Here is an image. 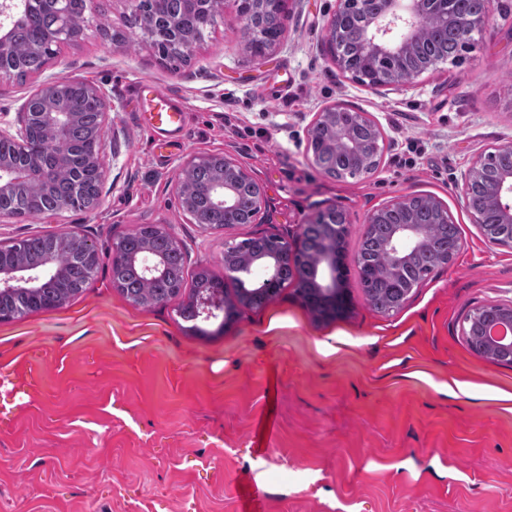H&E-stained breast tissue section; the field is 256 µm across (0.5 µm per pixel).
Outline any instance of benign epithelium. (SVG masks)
I'll use <instances>...</instances> for the list:
<instances>
[{"instance_id":"1","label":"benign epithelium","mask_w":512,"mask_h":512,"mask_svg":"<svg viewBox=\"0 0 512 512\" xmlns=\"http://www.w3.org/2000/svg\"><path fill=\"white\" fill-rule=\"evenodd\" d=\"M237 8L250 5L267 20L282 23L287 0H233ZM376 12L368 10V0H336V9L327 23L323 40L336 66L351 80L378 92L390 86L408 85L429 70H435L440 58H433L425 65L410 69L407 63L413 57L420 42V22L425 17L448 21L452 13L453 0H380ZM68 0H0V80L15 76L12 65L13 34L34 13L48 14L54 24L46 34L45 42L35 47L39 53L46 52L53 44L75 42L85 33L84 23H74L67 10ZM170 39L185 50L193 46L196 38L180 26L169 22ZM76 87L91 97L98 107V147L88 165L97 176L100 189H105L107 168L105 162V136L111 121L112 101L98 87L78 78L51 76L44 80L19 105L12 121L0 125V145L13 147L14 154H0V199L9 196L16 186L24 183H51L55 172L68 164L69 132L79 120V115L65 106V92ZM349 111L343 104H331L315 113L308 131V140L314 141L327 127H335L336 116ZM360 120L373 132V155L382 157L384 133L379 124L368 113H359ZM43 129L48 139L42 143V154L30 155L31 141L35 133ZM328 154L361 155L363 141L351 133L324 140ZM493 153L476 158L464 172L458 185L460 196L471 214L474 223L481 225L485 237L495 244H512V167L500 170L489 177L488 164ZM219 159L224 168L217 171L202 196L206 205L224 210L229 214L236 203V187L247 181L255 189L256 213H261L265 201L263 185L240 163L223 154H199L191 157L179 170L183 175L199 165ZM487 193L497 213L498 223L488 227L473 203L477 190ZM417 199L415 195H403L384 205L389 208L399 205L408 208ZM382 208V209H384ZM382 209L374 210L366 224L376 223ZM310 224L327 225V237L323 248L306 266L308 296L306 305L320 310L322 315L334 318L348 311L349 304L344 294V238L350 219L347 213L332 206L320 210L308 219ZM259 238L268 246L246 255L230 256L224 263V276L239 282L240 292L235 298L224 294V282L207 278L202 281L203 294L198 299L203 320L221 319L219 330L235 320L241 307L249 306L250 299L264 295L271 300L279 294V270L285 259L292 257L300 247L301 238L288 240L280 234H261ZM61 240L76 244L78 255L89 266H95L96 247L78 232L59 235ZM427 242L423 226L408 219L391 226L389 237L380 246V252L391 265L400 269L409 265L414 253ZM7 250L0 248V289L18 293H40L49 280L57 279L63 268L57 264V249L47 254L43 268L36 270L18 260H7ZM137 263L145 277L154 280L164 275V263L150 245H145L137 254L128 257L121 251L113 252V262L127 260ZM502 327L506 333L491 334L492 329ZM487 346L494 352L506 355L502 363L512 365V305L503 306L499 314L481 326Z\"/></svg>"}]
</instances>
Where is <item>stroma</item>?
I'll return each instance as SVG.
<instances>
[{
	"label": "stroma",
	"mask_w": 512,
	"mask_h": 512,
	"mask_svg": "<svg viewBox=\"0 0 512 512\" xmlns=\"http://www.w3.org/2000/svg\"><path fill=\"white\" fill-rule=\"evenodd\" d=\"M335 8L291 0L280 44L258 60L225 5L174 62L133 25L128 0H95L80 41L41 73L0 82V113L49 76L98 85L117 133L97 208L0 219V247L75 230L100 253L82 293L0 319V373L41 376L19 399L0 382L14 412L0 430V512H512V366L473 353L463 333L474 309L512 305V246L488 241L457 188L478 154L512 143V0H492L460 66L378 93L333 62L322 30ZM143 81L182 100L181 137L142 112ZM334 103L381 126L372 175L313 167L307 130ZM207 152L263 184L262 223L207 231L182 210L179 168ZM404 194L444 202L461 248L383 314L353 258L369 213ZM333 204L351 220L341 317L315 319L288 284L195 334L176 302L142 306L112 285L113 242L157 224L188 248L183 295L202 268L234 290L225 242L296 234Z\"/></svg>",
	"instance_id": "obj_1"
}]
</instances>
